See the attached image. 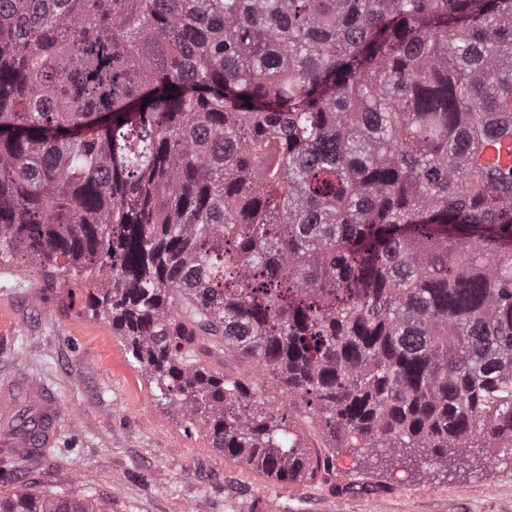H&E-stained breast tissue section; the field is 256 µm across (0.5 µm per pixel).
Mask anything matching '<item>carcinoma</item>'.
<instances>
[{
	"instance_id": "carcinoma-1",
	"label": "carcinoma",
	"mask_w": 512,
	"mask_h": 512,
	"mask_svg": "<svg viewBox=\"0 0 512 512\" xmlns=\"http://www.w3.org/2000/svg\"><path fill=\"white\" fill-rule=\"evenodd\" d=\"M511 135L512 0H0V256L96 276L161 398L284 484L328 467L301 405L512 463Z\"/></svg>"
}]
</instances>
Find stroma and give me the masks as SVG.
<instances>
[{"label":"stroma","mask_w":512,"mask_h":512,"mask_svg":"<svg viewBox=\"0 0 512 512\" xmlns=\"http://www.w3.org/2000/svg\"><path fill=\"white\" fill-rule=\"evenodd\" d=\"M52 416L37 463L0 477V495L97 501L104 512H512V463L493 448L410 466L390 451L334 446L306 412L292 433L330 467L284 485L211 448L200 426L127 355L84 290L49 286L34 261L0 262V394Z\"/></svg>","instance_id":"35a3bbf8"}]
</instances>
